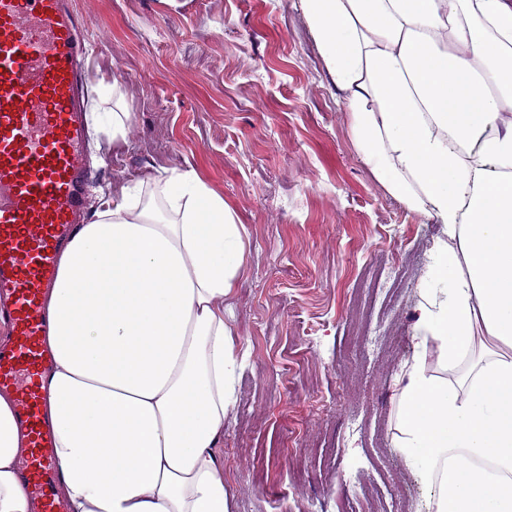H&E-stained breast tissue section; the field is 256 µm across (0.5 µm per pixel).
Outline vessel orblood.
Instances as JSON below:
<instances>
[{
    "label": "vessel or blood",
    "instance_id": "obj_1",
    "mask_svg": "<svg viewBox=\"0 0 512 512\" xmlns=\"http://www.w3.org/2000/svg\"><path fill=\"white\" fill-rule=\"evenodd\" d=\"M92 70L72 0H0V301L14 341L0 348V388L26 385V479L38 512H61L52 437L41 414L49 359L45 288L74 225L87 223L92 169L86 91Z\"/></svg>",
    "mask_w": 512,
    "mask_h": 512
}]
</instances>
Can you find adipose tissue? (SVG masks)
<instances>
[{"label":"adipose tissue","mask_w":512,"mask_h":512,"mask_svg":"<svg viewBox=\"0 0 512 512\" xmlns=\"http://www.w3.org/2000/svg\"><path fill=\"white\" fill-rule=\"evenodd\" d=\"M378 181L447 228L397 446L436 512H512V0H299ZM244 229L193 171L123 187L77 225L43 306V418L64 512H228L224 299ZM485 349L466 386L426 369ZM15 398L0 391V512H32Z\"/></svg>","instance_id":"ef3b65f1"}]
</instances>
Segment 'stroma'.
<instances>
[{
    "label": "stroma",
    "instance_id": "stroma-1",
    "mask_svg": "<svg viewBox=\"0 0 512 512\" xmlns=\"http://www.w3.org/2000/svg\"><path fill=\"white\" fill-rule=\"evenodd\" d=\"M92 58L88 113H127L123 140L90 131L101 196L194 170L245 230L225 319L242 358L224 416L228 512H434L397 441L430 258L404 284L383 354L354 346L350 308L382 257L446 241L360 159L343 94L297 0H75ZM116 83V92L106 91Z\"/></svg>",
    "mask_w": 512,
    "mask_h": 512
}]
</instances>
